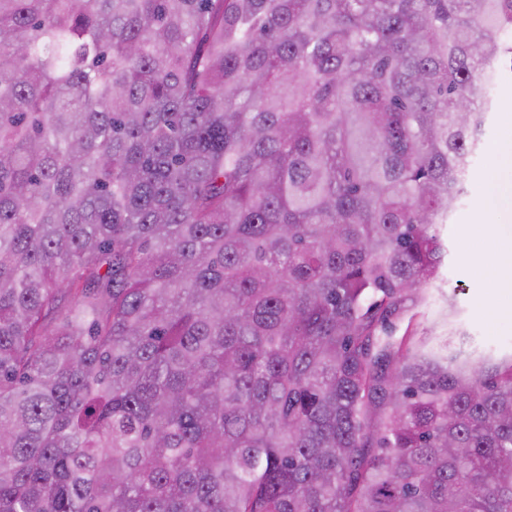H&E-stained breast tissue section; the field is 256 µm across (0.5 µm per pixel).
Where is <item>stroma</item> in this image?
<instances>
[{
	"instance_id": "stroma-1",
	"label": "stroma",
	"mask_w": 512,
	"mask_h": 512,
	"mask_svg": "<svg viewBox=\"0 0 512 512\" xmlns=\"http://www.w3.org/2000/svg\"><path fill=\"white\" fill-rule=\"evenodd\" d=\"M512 127V76L503 75L496 93L495 110L491 113L483 136L484 149L471 165L466 194L457 204L450 221L437 225L436 231L448 248L438 279L426 287L424 303L413 305L411 313L400 314L389 327L394 337L406 329L419 336L440 342L447 328L439 317L445 298L454 297L458 319L472 338V346L505 356L512 353V318L505 314L512 308V293L491 292L481 267L467 264L466 255H486L493 242L484 233L488 216L502 224L512 225V208L504 206L496 213L487 207L497 198L493 179L500 165L494 145Z\"/></svg>"
}]
</instances>
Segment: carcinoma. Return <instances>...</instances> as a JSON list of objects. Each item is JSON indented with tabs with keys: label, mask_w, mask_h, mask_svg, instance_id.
Instances as JSON below:
<instances>
[{
	"label": "carcinoma",
	"mask_w": 512,
	"mask_h": 512,
	"mask_svg": "<svg viewBox=\"0 0 512 512\" xmlns=\"http://www.w3.org/2000/svg\"><path fill=\"white\" fill-rule=\"evenodd\" d=\"M512 0H0V512H512V356L433 280Z\"/></svg>",
	"instance_id": "carcinoma-1"
}]
</instances>
